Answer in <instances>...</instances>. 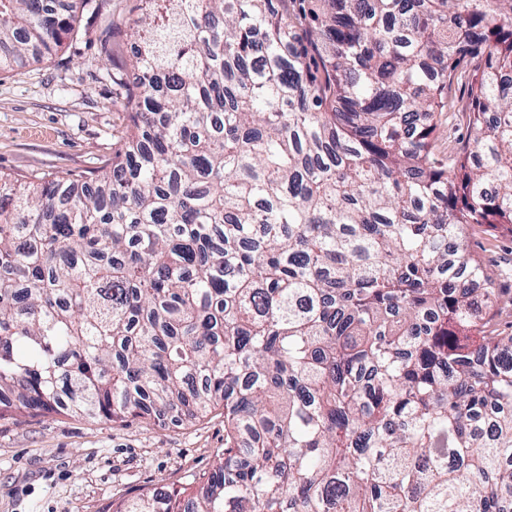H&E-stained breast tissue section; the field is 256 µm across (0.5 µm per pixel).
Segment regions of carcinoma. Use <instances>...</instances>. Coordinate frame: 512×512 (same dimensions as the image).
<instances>
[{"label": "carcinoma", "instance_id": "cac0c4a2", "mask_svg": "<svg viewBox=\"0 0 512 512\" xmlns=\"http://www.w3.org/2000/svg\"><path fill=\"white\" fill-rule=\"evenodd\" d=\"M144 3L112 161L0 177V419L222 411L203 492L112 512H512V287L466 244L512 235V0ZM93 7L0 0V70ZM441 121L443 128L436 145L439 150L448 153V150L457 148L466 139L467 124L465 117L462 118L461 114L453 115L450 112L442 115Z\"/></svg>", "mask_w": 512, "mask_h": 512}]
</instances>
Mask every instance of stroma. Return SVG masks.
Instances as JSON below:
<instances>
[{"mask_svg":"<svg viewBox=\"0 0 512 512\" xmlns=\"http://www.w3.org/2000/svg\"><path fill=\"white\" fill-rule=\"evenodd\" d=\"M139 0H99L77 36L40 63L0 71V174L85 180L112 157L129 122L125 96ZM468 248L493 272L512 268V236L469 229ZM224 450V417L118 425L56 414L0 421V512H112L152 489H198Z\"/></svg>","mask_w":512,"mask_h":512,"instance_id":"stroma-1","label":"stroma"}]
</instances>
